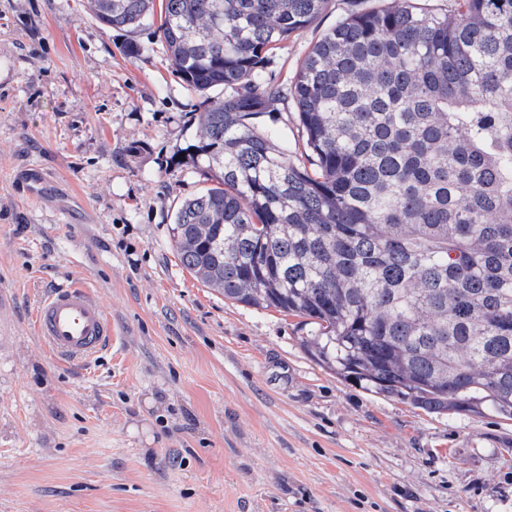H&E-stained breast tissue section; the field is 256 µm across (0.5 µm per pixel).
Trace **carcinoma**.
<instances>
[{
  "label": "carcinoma",
  "instance_id": "1",
  "mask_svg": "<svg viewBox=\"0 0 512 512\" xmlns=\"http://www.w3.org/2000/svg\"><path fill=\"white\" fill-rule=\"evenodd\" d=\"M348 10L287 88L276 50L329 0H85L150 29L204 96L193 155L216 185L183 200L180 263L224 298L301 317L307 353L433 412L512 420V0ZM306 161L257 119L284 95Z\"/></svg>",
  "mask_w": 512,
  "mask_h": 512
}]
</instances>
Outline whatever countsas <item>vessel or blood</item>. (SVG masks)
I'll return each mask as SVG.
<instances>
[{
  "label": "vessel or blood",
  "mask_w": 512,
  "mask_h": 512,
  "mask_svg": "<svg viewBox=\"0 0 512 512\" xmlns=\"http://www.w3.org/2000/svg\"><path fill=\"white\" fill-rule=\"evenodd\" d=\"M35 325L47 352L61 364L83 365L112 342V320L85 284L56 287L40 301Z\"/></svg>",
  "instance_id": "b4317fda"
}]
</instances>
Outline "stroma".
<instances>
[{"mask_svg": "<svg viewBox=\"0 0 512 512\" xmlns=\"http://www.w3.org/2000/svg\"><path fill=\"white\" fill-rule=\"evenodd\" d=\"M349 7L330 0L274 80ZM124 41L83 0H0V512H512V420L338 378L303 318L181 265L174 212L208 185L189 150L202 99ZM261 123L304 160L292 99ZM74 278L112 318L85 366L57 364L34 321Z\"/></svg>", "mask_w": 512, "mask_h": 512, "instance_id": "1", "label": "stroma"}]
</instances>
